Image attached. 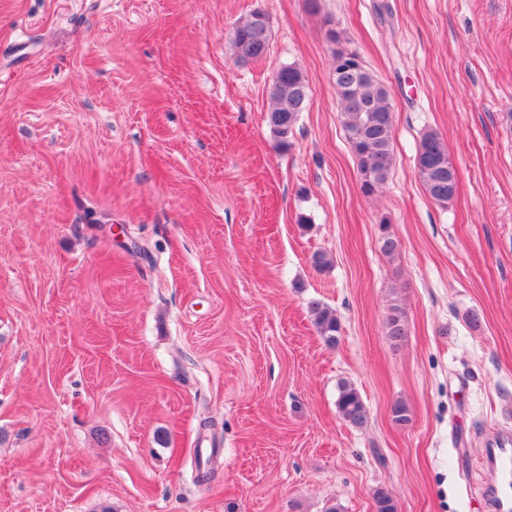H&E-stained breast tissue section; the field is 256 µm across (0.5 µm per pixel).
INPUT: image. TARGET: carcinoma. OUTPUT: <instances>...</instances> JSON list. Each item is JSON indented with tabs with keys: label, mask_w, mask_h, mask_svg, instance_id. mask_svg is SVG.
I'll list each match as a JSON object with an SVG mask.
<instances>
[{
	"label": "carcinoma",
	"mask_w": 512,
	"mask_h": 512,
	"mask_svg": "<svg viewBox=\"0 0 512 512\" xmlns=\"http://www.w3.org/2000/svg\"><path fill=\"white\" fill-rule=\"evenodd\" d=\"M271 22L269 15L257 9L236 26L230 39L236 62L247 64L264 58L269 50ZM336 96L341 104L342 126L357 160L360 191L373 196L387 182L395 163L393 150V115L391 94L385 84L363 64L354 52L337 51L334 55ZM309 85L294 65H282L271 83L272 108L268 122L276 145L288 147L289 135L305 111ZM416 174L428 195L441 208H448L457 191V170L448 157L442 136L435 130L424 132L417 144ZM314 325L329 345L338 342L341 322L336 312L318 301L310 303ZM386 335L399 343L408 336L403 309L394 305L386 319ZM342 419L354 427L363 426L369 416L358 390L344 384L336 401Z\"/></svg>",
	"instance_id": "obj_1"
}]
</instances>
